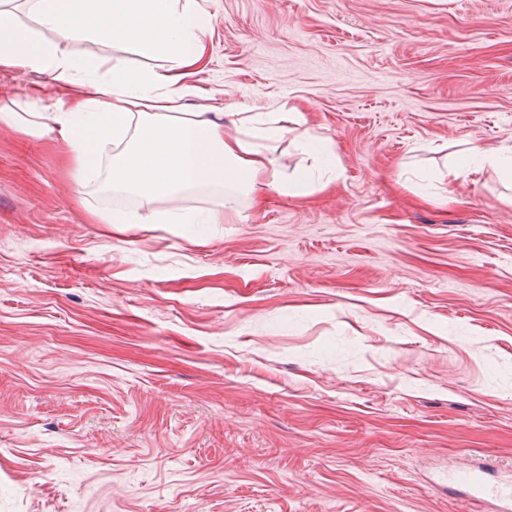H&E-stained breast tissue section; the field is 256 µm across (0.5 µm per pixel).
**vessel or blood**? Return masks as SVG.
<instances>
[{
    "instance_id": "vessel-or-blood-1",
    "label": "vessel or blood",
    "mask_w": 512,
    "mask_h": 512,
    "mask_svg": "<svg viewBox=\"0 0 512 512\" xmlns=\"http://www.w3.org/2000/svg\"><path fill=\"white\" fill-rule=\"evenodd\" d=\"M486 464L462 463L449 468L445 479L437 481L440 490L451 488L462 492L478 512H512V482L489 483Z\"/></svg>"
}]
</instances>
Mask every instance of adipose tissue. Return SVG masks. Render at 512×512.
Returning <instances> with one entry per match:
<instances>
[{
    "label": "adipose tissue",
    "mask_w": 512,
    "mask_h": 512,
    "mask_svg": "<svg viewBox=\"0 0 512 512\" xmlns=\"http://www.w3.org/2000/svg\"><path fill=\"white\" fill-rule=\"evenodd\" d=\"M209 23L197 0H0V68L42 75L43 95L67 97L41 112L19 111L14 101L0 106V126L55 134L80 183L103 169L109 188L149 202L197 189L224 192L220 208L204 213L114 209L99 213L103 224H220L241 196L312 193L310 171L283 176L271 167L287 113L228 112L195 84ZM47 30L72 43H130L164 64L138 71L98 56L78 60L44 38Z\"/></svg>",
    "instance_id": "adipose-tissue-1"
}]
</instances>
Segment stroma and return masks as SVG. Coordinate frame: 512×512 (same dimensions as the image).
Returning <instances> with one entry per match:
<instances>
[{"label": "stroma", "instance_id": "stroma-1", "mask_svg": "<svg viewBox=\"0 0 512 512\" xmlns=\"http://www.w3.org/2000/svg\"><path fill=\"white\" fill-rule=\"evenodd\" d=\"M198 3L196 84L303 113L321 189L99 224L148 206L0 128V512H473L431 482L512 467V186L441 175L512 147V0Z\"/></svg>", "mask_w": 512, "mask_h": 512}]
</instances>
